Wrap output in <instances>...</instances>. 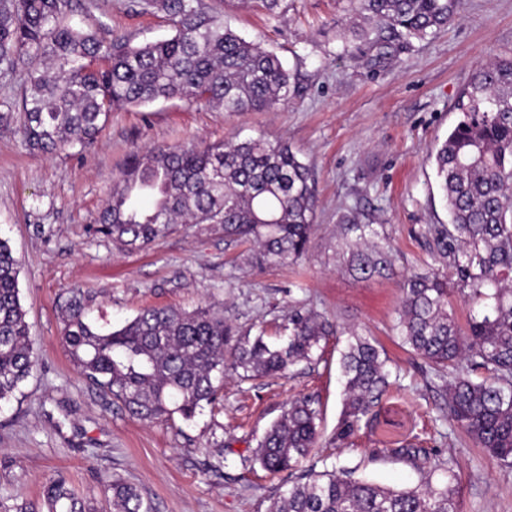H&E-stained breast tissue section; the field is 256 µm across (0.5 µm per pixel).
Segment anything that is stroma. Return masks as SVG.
<instances>
[{
  "mask_svg": "<svg viewBox=\"0 0 512 512\" xmlns=\"http://www.w3.org/2000/svg\"><path fill=\"white\" fill-rule=\"evenodd\" d=\"M127 4L78 0L77 18L134 46L171 36L162 14ZM224 20L279 57L294 87L287 101L263 112L179 99L118 108L90 145L48 155L26 149L16 126H0V240L20 262V299L39 357L21 394L0 406V501L40 503L44 483L60 472L91 512H109L115 476L135 484L155 512H268L283 483L336 466L399 488L450 481L459 512H512V467L449 426L439 378L397 328L402 278L431 260L423 231L449 221L433 155L460 118L456 105L473 73L512 54V0H462L445 28L381 61L354 33L353 0H280L272 12L228 0ZM261 134L283 137L313 165L316 230L298 263L257 265L220 224H180L136 251L95 233L133 153ZM351 211L383 225L397 251L393 275L361 283L337 267V224ZM73 288L92 295L89 318L105 330L147 306L211 303L242 333L274 331L299 307L339 333L286 377L243 381L230 370L219 407L147 423L106 402L66 354L61 309ZM351 329L380 343L400 387L381 398L370 426L336 448L339 359ZM302 396L319 413L318 445L295 470L268 473L252 451ZM417 438L452 460L451 471L428 475L399 454Z\"/></svg>",
  "mask_w": 512,
  "mask_h": 512,
  "instance_id": "obj_1",
  "label": "stroma"
}]
</instances>
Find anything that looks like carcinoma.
<instances>
[{"label": "carcinoma", "instance_id": "cac0c4a2", "mask_svg": "<svg viewBox=\"0 0 512 512\" xmlns=\"http://www.w3.org/2000/svg\"><path fill=\"white\" fill-rule=\"evenodd\" d=\"M135 12L163 14L167 39L132 46L109 41L73 21L75 0H0V75L19 73V101L0 111V124L22 112L20 133L33 152L85 147L112 109L159 100H204L226 112L264 111L291 94L279 58L224 23V0H129ZM461 0H359L358 15L373 45L404 44L439 29ZM458 123L434 161L450 222L429 224L434 261L403 276L398 329L403 341L443 380L440 407L475 445L512 466V57H497L473 75L460 98ZM315 187L311 166L281 137L260 136L204 147L177 143L135 154L115 181L95 231L130 250L169 235L177 224H222L231 242L258 245L261 264L296 261L310 249ZM340 267L359 281L394 274L387 237L359 215L342 216ZM19 263L0 240V403L12 399L37 368L38 357L20 301ZM477 307L466 330L451 296ZM90 297L74 289L63 309L62 343L104 398L142 420L188 421L219 402L224 371L241 378L282 376L309 362L333 326L310 309L290 310L284 341L264 332L237 334L211 304L193 311L145 307L104 332L87 317ZM343 409L336 440L354 435L392 386L377 342L351 334L340 358ZM317 411L306 397L289 404L253 451L270 472L306 459L318 437ZM430 469L436 455L411 445L396 449ZM112 512H153L139 488L108 484ZM47 512H89L57 474L43 486ZM269 512H458L455 488L424 481L397 489L343 472L311 473L294 482Z\"/></svg>", "mask_w": 512, "mask_h": 512}]
</instances>
